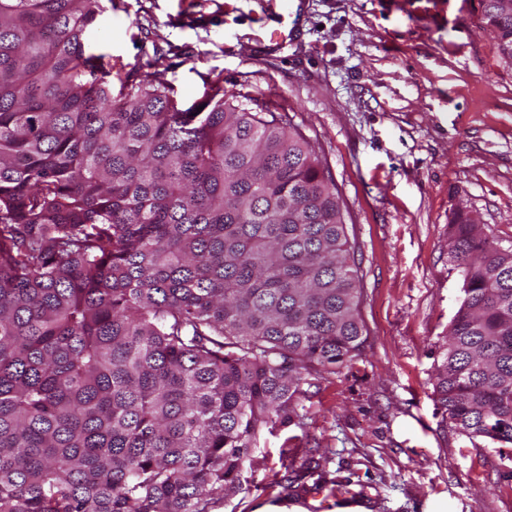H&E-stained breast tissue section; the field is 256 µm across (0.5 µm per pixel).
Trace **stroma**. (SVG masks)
Instances as JSON below:
<instances>
[{
  "mask_svg": "<svg viewBox=\"0 0 512 512\" xmlns=\"http://www.w3.org/2000/svg\"><path fill=\"white\" fill-rule=\"evenodd\" d=\"M113 0L88 46L113 81L132 67L180 108L205 84L249 94L298 128L339 192L367 341L312 378L304 427L265 436L249 489L213 512H306L335 472L361 512H512V448L472 447L442 419L435 364L462 297L448 222L467 205L512 246V62L482 0ZM289 28L290 40H271ZM320 466L287 490L281 447Z\"/></svg>",
  "mask_w": 512,
  "mask_h": 512,
  "instance_id": "35a3bbf8",
  "label": "stroma"
}]
</instances>
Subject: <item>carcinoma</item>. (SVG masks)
I'll return each instance as SVG.
<instances>
[{"label": "carcinoma", "instance_id": "obj_1", "mask_svg": "<svg viewBox=\"0 0 512 512\" xmlns=\"http://www.w3.org/2000/svg\"><path fill=\"white\" fill-rule=\"evenodd\" d=\"M483 0L512 61V12ZM103 0H0V512H211L365 343L336 184L218 83L118 90ZM443 420L512 446V249L465 206Z\"/></svg>", "mask_w": 512, "mask_h": 512}]
</instances>
